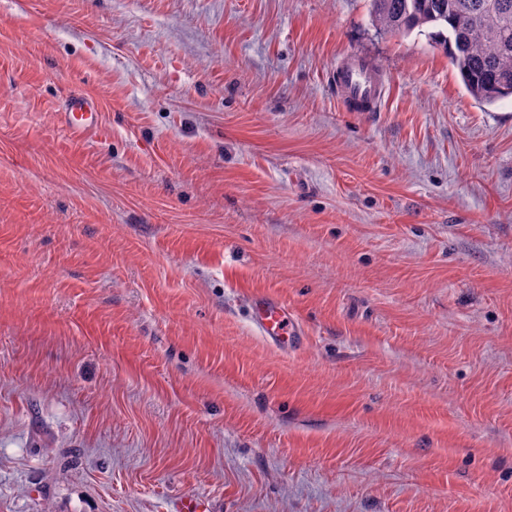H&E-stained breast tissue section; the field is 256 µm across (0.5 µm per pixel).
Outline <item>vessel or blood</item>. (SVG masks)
Listing matches in <instances>:
<instances>
[{"label":"vessel or blood","instance_id":"obj_1","mask_svg":"<svg viewBox=\"0 0 512 512\" xmlns=\"http://www.w3.org/2000/svg\"><path fill=\"white\" fill-rule=\"evenodd\" d=\"M336 90L345 106L354 112L374 111L384 93L385 83L366 59L351 56L336 67ZM101 116L95 102L84 95L69 97L63 104L60 123L72 134L97 131ZM251 316L262 336L275 342L294 336L296 323L292 314L278 299L255 294L250 298Z\"/></svg>","mask_w":512,"mask_h":512}]
</instances>
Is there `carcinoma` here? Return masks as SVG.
<instances>
[{
    "mask_svg": "<svg viewBox=\"0 0 512 512\" xmlns=\"http://www.w3.org/2000/svg\"><path fill=\"white\" fill-rule=\"evenodd\" d=\"M372 21L387 32L428 29L475 101L512 98V0H372Z\"/></svg>",
    "mask_w": 512,
    "mask_h": 512,
    "instance_id": "carcinoma-1",
    "label": "carcinoma"
}]
</instances>
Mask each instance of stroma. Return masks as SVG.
Returning a JSON list of instances; mask_svg holds the SVG:
<instances>
[{
	"instance_id": "obj_1",
	"label": "stroma",
	"mask_w": 512,
	"mask_h": 512,
	"mask_svg": "<svg viewBox=\"0 0 512 512\" xmlns=\"http://www.w3.org/2000/svg\"><path fill=\"white\" fill-rule=\"evenodd\" d=\"M370 12L0 0V512H512V99ZM336 90L353 112L374 111L385 93V82L366 59L351 56L336 67ZM60 123L72 134H90L99 128L101 116L95 102L84 95H73L63 104ZM251 316L262 336L274 342L285 343L296 334V323L288 308L278 299L255 294L250 298Z\"/></svg>"
}]
</instances>
